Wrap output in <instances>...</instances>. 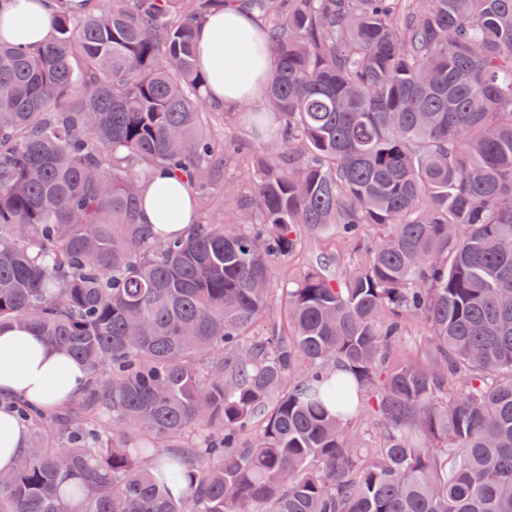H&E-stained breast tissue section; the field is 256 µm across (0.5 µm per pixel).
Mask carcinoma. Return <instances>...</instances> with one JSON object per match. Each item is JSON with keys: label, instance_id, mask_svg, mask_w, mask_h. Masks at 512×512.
Returning <instances> with one entry per match:
<instances>
[{"label": "carcinoma", "instance_id": "obj_1", "mask_svg": "<svg viewBox=\"0 0 512 512\" xmlns=\"http://www.w3.org/2000/svg\"><path fill=\"white\" fill-rule=\"evenodd\" d=\"M52 2L43 45L0 42V327L90 382L22 408L0 512H512V0ZM241 5L280 119L249 113V230L198 208L241 145L201 132L196 31ZM157 172L184 237L137 221ZM332 224L342 278L255 330L296 227Z\"/></svg>", "mask_w": 512, "mask_h": 512}]
</instances>
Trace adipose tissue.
Listing matches in <instances>:
<instances>
[{"label": "adipose tissue", "mask_w": 512, "mask_h": 512, "mask_svg": "<svg viewBox=\"0 0 512 512\" xmlns=\"http://www.w3.org/2000/svg\"><path fill=\"white\" fill-rule=\"evenodd\" d=\"M51 24L48 0H6L0 7V41L38 45L45 41ZM197 59L207 75L209 101L227 108L242 103H260L271 73V57L255 16L229 7L212 14L200 26ZM178 195L185 209L170 232L187 234L192 222L185 185L165 175L147 183L138 221L155 224L169 195ZM86 366L30 331L0 329V472L10 471L18 454L27 446L29 434L8 409V402L22 400L36 406L60 405L74 399L85 388Z\"/></svg>", "instance_id": "1"}]
</instances>
